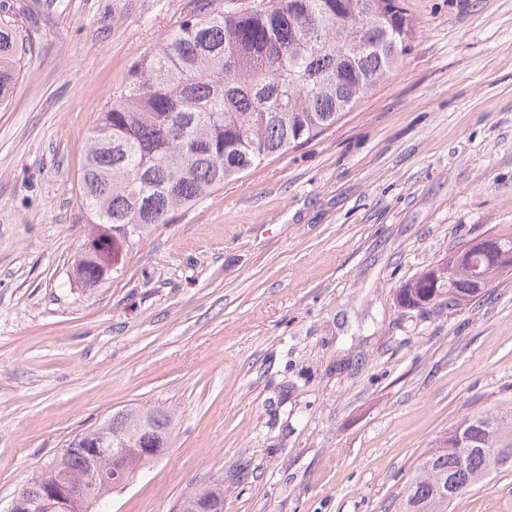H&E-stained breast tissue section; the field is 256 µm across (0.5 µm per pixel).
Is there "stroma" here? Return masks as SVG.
Returning <instances> with one entry per match:
<instances>
[{"instance_id": "1", "label": "stroma", "mask_w": 512, "mask_h": 512, "mask_svg": "<svg viewBox=\"0 0 512 512\" xmlns=\"http://www.w3.org/2000/svg\"><path fill=\"white\" fill-rule=\"evenodd\" d=\"M209 0H6L32 49L0 111V512L75 435L170 412L108 512H395L433 440L512 402V274L459 310L401 284L512 226V0H403L410 52L313 141L157 225L93 291L85 148ZM452 512H512V469ZM211 501L214 506L212 509H202L207 512H221L222 505L217 509L215 506L222 502L224 503V481H218L210 484L199 491H196L187 496L179 505L178 512H200V509L205 506L206 502Z\"/></svg>"}]
</instances>
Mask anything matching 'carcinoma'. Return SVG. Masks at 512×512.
Returning a JSON list of instances; mask_svg holds the SVG:
<instances>
[{
    "label": "carcinoma",
    "mask_w": 512,
    "mask_h": 512,
    "mask_svg": "<svg viewBox=\"0 0 512 512\" xmlns=\"http://www.w3.org/2000/svg\"><path fill=\"white\" fill-rule=\"evenodd\" d=\"M414 33L400 0H251L184 20L135 66L88 139L80 203L92 224L72 262L74 283L90 289L118 278L154 226L335 126L403 60ZM30 52L1 18L0 110ZM454 253L452 265L436 262L400 285L398 305L440 312L450 300L461 308L484 295L496 276L512 272V231L475 237ZM171 422L159 409L117 411L70 440L20 491L49 487L61 472L81 482L94 464L110 477L98 491L103 510L118 479L110 457L93 453L101 434H112L114 448L161 449ZM458 430L470 445L464 466L451 447ZM490 438L512 449L511 406L468 416L437 437L402 489L398 512H448V484L463 496L498 469ZM208 501H224V482L190 494L178 512H200Z\"/></svg>",
    "instance_id": "cac0c4a2"
}]
</instances>
